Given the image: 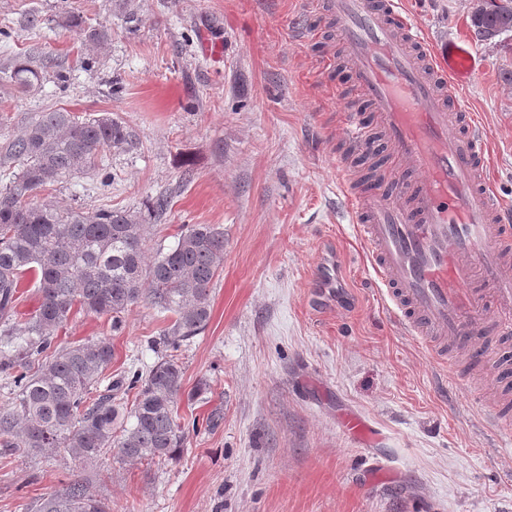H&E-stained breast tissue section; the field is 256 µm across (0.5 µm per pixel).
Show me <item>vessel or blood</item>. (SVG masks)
Wrapping results in <instances>:
<instances>
[{"mask_svg":"<svg viewBox=\"0 0 512 512\" xmlns=\"http://www.w3.org/2000/svg\"><path fill=\"white\" fill-rule=\"evenodd\" d=\"M332 13L344 55L398 160L393 191L345 175L349 214L383 312L432 353L486 329L512 334V211L485 175L486 136L461 103L477 56L461 40L430 43L402 0H314ZM346 137L372 136L348 115Z\"/></svg>","mask_w":512,"mask_h":512,"instance_id":"vessel-or-blood-1","label":"vessel or blood"}]
</instances>
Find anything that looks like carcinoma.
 <instances>
[{"label":"carcinoma","mask_w":512,"mask_h":512,"mask_svg":"<svg viewBox=\"0 0 512 512\" xmlns=\"http://www.w3.org/2000/svg\"><path fill=\"white\" fill-rule=\"evenodd\" d=\"M477 35L512 29V0H491L472 16ZM66 26L101 47L111 28L71 14ZM11 80L27 91L41 80L26 61ZM135 134L109 113L83 118L41 113L7 149L20 163L0 188V374L11 392L0 408V456L64 452L92 463L116 452L122 462L174 460L183 452L178 422L183 396L182 343L210 316V287L224 264V230L191 224L176 245L145 261L142 218L126 210L61 207L33 201L44 186L95 170L103 151L133 145ZM32 272L40 295L30 317L15 318L22 275ZM147 301L175 316L163 336L166 353L146 374L116 381L107 374L114 353L104 340L56 345L55 333L74 310L106 316L112 329L132 307ZM135 393L129 412L117 392ZM33 512H110L80 479L39 498Z\"/></svg>","instance_id":"carcinoma-1"}]
</instances>
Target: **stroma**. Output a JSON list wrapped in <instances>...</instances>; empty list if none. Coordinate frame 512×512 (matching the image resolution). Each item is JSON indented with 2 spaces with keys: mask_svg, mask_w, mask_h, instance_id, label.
Instances as JSON below:
<instances>
[{
  "mask_svg": "<svg viewBox=\"0 0 512 512\" xmlns=\"http://www.w3.org/2000/svg\"><path fill=\"white\" fill-rule=\"evenodd\" d=\"M429 39H465L482 71L464 99L490 151L488 177L512 206V32L480 40L473 0H405ZM112 28L94 47L69 14ZM336 25L301 0H0V156L39 113H112L136 133L96 171L38 192L37 201L147 217L148 257L190 224L224 230V266L207 325L181 347L184 451L159 465L105 455L86 466L59 453L0 460V512L75 479L111 512H512V434L492 425L501 397L489 367L442 370L381 309L347 213L340 171L362 175L343 119L363 100L340 69ZM42 73L22 93L16 60ZM67 82H59V74ZM160 195L169 207L148 218ZM334 257L340 285L318 306L315 269ZM171 313L134 306L121 331L74 313L61 345L103 339L111 373L148 371ZM368 425L365 437L343 428Z\"/></svg>",
  "mask_w": 512,
  "mask_h": 512,
  "instance_id": "1",
  "label": "stroma"
}]
</instances>
